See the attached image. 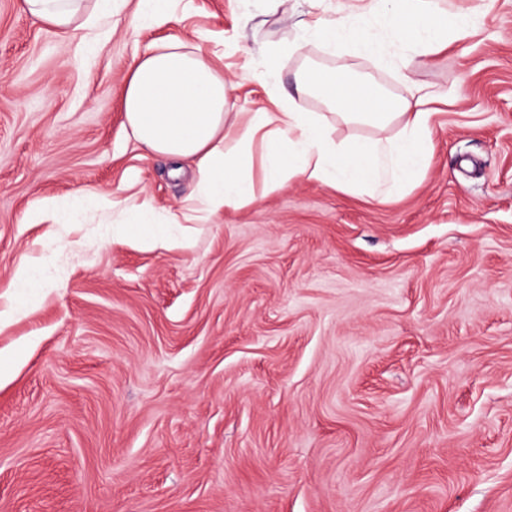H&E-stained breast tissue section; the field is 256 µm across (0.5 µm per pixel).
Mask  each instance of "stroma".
Instances as JSON below:
<instances>
[{
  "instance_id": "stroma-1",
  "label": "stroma",
  "mask_w": 512,
  "mask_h": 512,
  "mask_svg": "<svg viewBox=\"0 0 512 512\" xmlns=\"http://www.w3.org/2000/svg\"><path fill=\"white\" fill-rule=\"evenodd\" d=\"M357 0H181L151 27L115 0L93 57L0 0V512H512V0L405 71L345 43L285 48ZM201 47L233 111H273L304 66L394 96L454 89L429 165L382 197L295 179L192 225L186 246L112 243L113 216L29 221L96 193L155 219L196 193L138 145L123 84L154 45Z\"/></svg>"
}]
</instances>
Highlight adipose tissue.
Returning <instances> with one entry per match:
<instances>
[{
    "label": "adipose tissue",
    "mask_w": 512,
    "mask_h": 512,
    "mask_svg": "<svg viewBox=\"0 0 512 512\" xmlns=\"http://www.w3.org/2000/svg\"><path fill=\"white\" fill-rule=\"evenodd\" d=\"M115 0H24L25 10L47 25L78 30L85 47L98 48L110 32ZM361 0L351 16L306 23L293 51L315 43L324 47L350 41L368 55L384 46L375 22L390 31L396 49H409L405 68L430 62L451 41L469 31L475 20L449 14L436 20L430 0ZM233 89L200 48L183 41L153 47L139 56L125 78L123 102L133 139L151 152L179 162L196 160L201 172L195 221L224 210H239L256 198L250 170L254 141L265 146L264 183L274 192L286 181L301 178L346 190L359 186L380 189L387 183L407 184L423 175L428 155L421 136L429 127L432 103L440 93L427 91L407 98L384 94L376 80L355 83L346 69L301 70L298 90L320 97L340 109V117L379 130L380 138L348 146L336 145L329 121L320 112L305 111L298 99L279 103L274 112L230 111ZM397 134H389L392 125ZM124 219L112 227L115 241L135 240L149 247H175L165 224L156 222L147 204L122 209Z\"/></svg>",
    "instance_id": "1"
}]
</instances>
